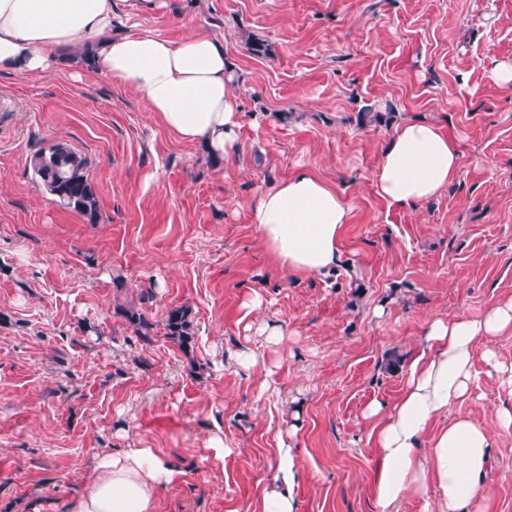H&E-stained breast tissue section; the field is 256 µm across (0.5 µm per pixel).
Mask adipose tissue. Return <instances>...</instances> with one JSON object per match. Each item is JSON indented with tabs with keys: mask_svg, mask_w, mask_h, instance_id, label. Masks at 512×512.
<instances>
[{
	"mask_svg": "<svg viewBox=\"0 0 512 512\" xmlns=\"http://www.w3.org/2000/svg\"><path fill=\"white\" fill-rule=\"evenodd\" d=\"M123 23L115 0H0V70L39 75L61 54L88 50L95 72L142 93L148 109L179 138L203 144L217 158L237 155L243 114L223 40L191 35L173 43L123 30ZM459 166L455 142L436 125L405 122L381 153L374 185L389 204L412 207L441 194ZM253 211L259 238L281 275L339 266L350 209L311 169L299 168L271 186ZM506 332L512 333V301L478 320L462 316L427 325V351L410 366L398 401L368 411L378 512H399L403 500L427 498L432 489L436 512H488L482 479L493 466L495 435L512 433V411H498L489 427L457 406L476 383V342ZM434 423L439 429L432 435ZM93 473L70 512H155L157 489L181 475L155 448L104 451Z\"/></svg>",
	"mask_w": 512,
	"mask_h": 512,
	"instance_id": "ef3b65f1",
	"label": "adipose tissue"
}]
</instances>
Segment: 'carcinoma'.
<instances>
[{"label": "carcinoma", "instance_id": "obj_1", "mask_svg": "<svg viewBox=\"0 0 512 512\" xmlns=\"http://www.w3.org/2000/svg\"><path fill=\"white\" fill-rule=\"evenodd\" d=\"M28 169L36 183L61 206L82 215L88 223L100 221L99 200L88 174V160L80 152L63 142H55L34 150L28 157ZM152 296L141 294L138 302L116 306L120 315L137 339L152 340L154 323L147 314L146 304ZM166 336L187 350L194 344L195 331L189 318V309L173 307L164 314Z\"/></svg>", "mask_w": 512, "mask_h": 512}]
</instances>
